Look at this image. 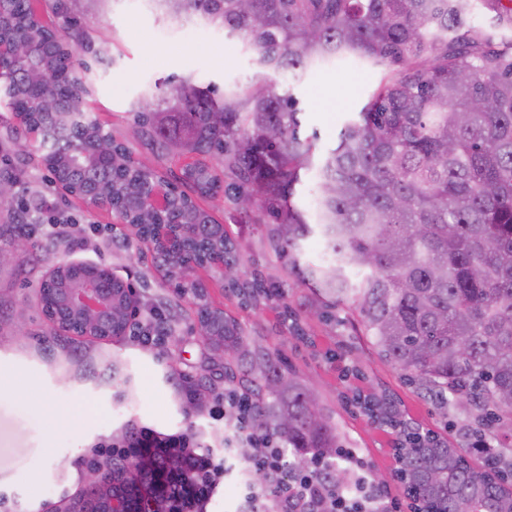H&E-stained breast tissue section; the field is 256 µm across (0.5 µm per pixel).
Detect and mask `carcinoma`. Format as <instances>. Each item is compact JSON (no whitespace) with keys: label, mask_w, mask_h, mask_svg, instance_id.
Masks as SVG:
<instances>
[{"label":"carcinoma","mask_w":512,"mask_h":512,"mask_svg":"<svg viewBox=\"0 0 512 512\" xmlns=\"http://www.w3.org/2000/svg\"><path fill=\"white\" fill-rule=\"evenodd\" d=\"M178 20L199 14L243 38L259 65L282 73L358 59L393 65L339 142L319 161L314 220L294 202L300 172L315 144L300 136L292 97L265 86L219 96L189 79L175 102L153 99L135 113L139 140L158 153L194 151L231 170L221 181L209 167L184 174L200 195L262 207L268 236L288 258L298 286L313 296L304 313L341 324L345 306L364 335L441 417L461 416L457 441L402 418L395 399L374 394L366 416L397 430L408 491L434 512H512V41L465 29L474 0H151ZM67 29L71 0H53ZM25 0H6L0 40L25 30ZM27 73L67 81L71 52L54 33L26 34ZM78 100L41 108L45 168L78 190L110 192L125 203L120 218L142 235L149 224H194L195 247L183 257L157 253L170 282L194 285L192 265L224 251L225 288L244 306L282 296L281 284L243 276L242 254L212 216L180 202L160 216L143 207L152 170L132 160ZM322 245L316 263L304 243ZM224 352L240 354L224 375L249 386L257 401L253 429L293 450L288 469L312 455L331 485L349 484L343 436L317 407L314 389L289 372L283 354L252 344L239 324L209 313ZM480 457L481 466L468 456ZM101 491L88 486L77 512H98Z\"/></svg>","instance_id":"1"}]
</instances>
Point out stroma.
I'll list each match as a JSON object with an SVG mask.
<instances>
[{
  "instance_id": "35a3bbf8",
  "label": "stroma",
  "mask_w": 512,
  "mask_h": 512,
  "mask_svg": "<svg viewBox=\"0 0 512 512\" xmlns=\"http://www.w3.org/2000/svg\"><path fill=\"white\" fill-rule=\"evenodd\" d=\"M79 17L85 34L107 50L106 62L82 75L91 88L83 108L119 141L142 99L164 97L166 79L175 77L222 93L263 84L291 94L301 111L302 136H316L322 153L335 147L340 128L360 111L383 73L379 67L350 63L316 67L299 77L281 74L261 67L238 36L207 25L197 15L172 21L158 14L150 0H111L102 13L83 5ZM130 149L136 161L174 182L181 180L186 166L207 162L196 153L160 159L144 143L131 144ZM22 180L25 199L35 204L30 222L36 244L19 253L12 265L0 268V370L21 379L16 394L0 397V512H45L62 499L78 498L94 449L100 442L119 439L129 427L163 434L190 431L204 452L223 458L225 435L232 430L224 404L237 385L225 380L223 365L212 362L199 341L191 299L173 292L148 244L114 211L63 195L40 164L23 169ZM195 203L241 245L245 273L277 280L287 302L299 307L305 291L274 252L265 225L220 197L199 196ZM74 239L80 240V247H71ZM69 259L108 265L129 282L143 310L137 326L109 341L59 338L58 328L42 313L38 291L49 267ZM196 278L206 285L212 308L235 318L263 346L283 350L297 375L315 389L321 405L336 412L347 451L367 462L372 472L386 476V496L399 512H409L404 490L393 475V431L342 407L340 395L356 387L384 391L421 427L450 438L452 426L371 345L361 344L353 327H334L311 316L304 324L305 338H296L285 330L276 305H241L209 267L197 268ZM149 310L174 327L175 334L146 347L139 340V327L146 324ZM358 345L364 351L366 378L348 381L328 355ZM186 378L204 380L209 394L188 402L179 393ZM43 399L55 403L62 417L40 408ZM71 411L76 419H68Z\"/></svg>"
}]
</instances>
